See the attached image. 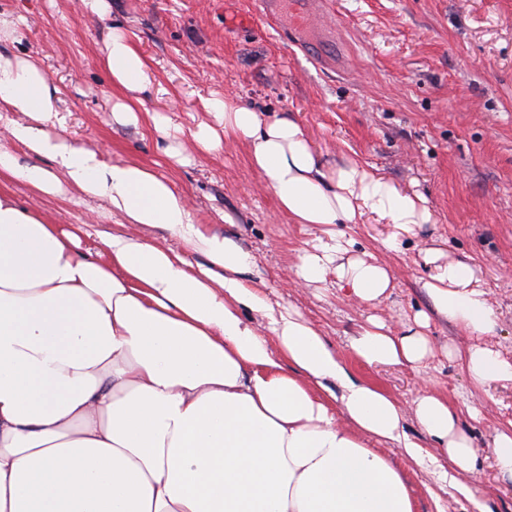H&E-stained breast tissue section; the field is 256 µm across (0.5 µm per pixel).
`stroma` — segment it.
<instances>
[{"label": "stroma", "instance_id": "obj_1", "mask_svg": "<svg viewBox=\"0 0 512 512\" xmlns=\"http://www.w3.org/2000/svg\"><path fill=\"white\" fill-rule=\"evenodd\" d=\"M344 39L336 71L315 66L292 35L266 26L256 0H107L105 18L84 13L77 0H0V12L30 24L0 55L40 61L58 88L61 132L102 152L109 163L137 162L172 181L189 199L204 228L233 240L254 258L252 287L298 310L337 351L346 367L406 408L405 429L427 458L416 460L391 442L376 450L402 472L414 512H512V477L496 466V431L512 430V383L474 388L460 360L456 326L434 312L423 283V254L441 250L478 270L497 316L490 342L512 359V0H329ZM121 26L146 60L151 85L127 93L115 85L103 57L112 26ZM233 98L268 119L297 122L324 169L358 163L421 195L433 215L396 246L383 224H346L351 253L385 265L389 298L358 304L339 288L335 273L303 284L294 268L318 233L283 211L254 167L247 144L229 135L222 149L199 151L191 133L215 125L202 106L210 95ZM135 103L138 125L112 119L118 98ZM175 133L161 140L154 114ZM181 148L177 165L163 149ZM0 191L65 226L86 225L82 250L98 251L113 232L171 248L180 243L161 226L121 222L106 202L77 191L45 196L0 172ZM427 312L433 350L419 366L369 365L350 341L367 318L393 330L413 326ZM455 408L477 456L471 472L453 483L438 472L448 458L408 407L422 391ZM478 409L472 419L469 409Z\"/></svg>", "mask_w": 512, "mask_h": 512}]
</instances>
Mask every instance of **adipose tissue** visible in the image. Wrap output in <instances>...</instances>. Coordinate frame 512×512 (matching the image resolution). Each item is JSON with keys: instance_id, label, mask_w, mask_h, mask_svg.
Instances as JSON below:
<instances>
[{"instance_id": "1", "label": "adipose tissue", "mask_w": 512, "mask_h": 512, "mask_svg": "<svg viewBox=\"0 0 512 512\" xmlns=\"http://www.w3.org/2000/svg\"><path fill=\"white\" fill-rule=\"evenodd\" d=\"M104 55L125 90L150 83L123 30ZM60 103L39 62L0 57V112L27 116L11 134L29 158L0 145V171L46 195L69 186L104 199L184 249L117 233L84 255L76 232L0 192V512H414L400 472L360 439L422 458L399 405L353 377L299 311L252 288L251 254L196 224L171 182L51 130ZM203 107L224 129L198 127L199 149L242 139L281 208L319 228L297 279L318 283L332 269L359 303L385 298L387 268L349 256L340 227L370 217L391 226L394 245L431 223L424 199L355 163L323 169L296 122L267 121L228 97ZM188 250L206 263L188 262ZM425 261L434 309L472 339L457 354L472 384L512 382V360L485 342L497 321L476 269L438 250ZM414 321L396 333L369 318L351 348L370 365L421 364L432 352L429 317ZM327 379L340 394H319ZM412 412L456 470H474L473 443L446 400L420 393Z\"/></svg>"}]
</instances>
